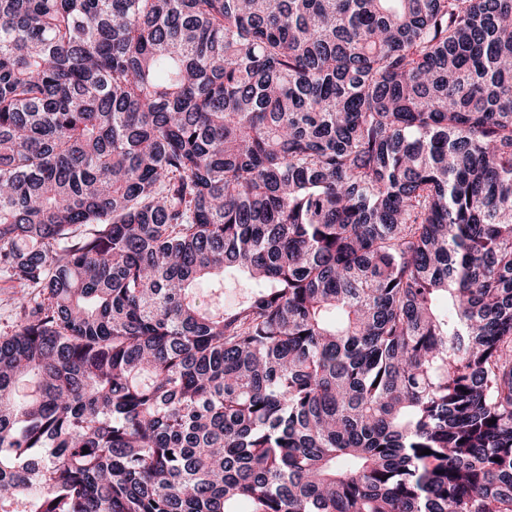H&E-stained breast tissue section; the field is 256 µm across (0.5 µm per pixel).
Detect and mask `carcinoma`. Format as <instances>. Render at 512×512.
<instances>
[{
    "label": "carcinoma",
    "mask_w": 512,
    "mask_h": 512,
    "mask_svg": "<svg viewBox=\"0 0 512 512\" xmlns=\"http://www.w3.org/2000/svg\"><path fill=\"white\" fill-rule=\"evenodd\" d=\"M0 270V512H512V0H0ZM7 276L0 271V336L10 334L19 312L17 295ZM250 288L245 281L242 280H226L224 282V289L222 297L214 296L212 299L209 297H202L201 300L206 305L211 306L215 310H221L222 305L225 308L232 307L239 302L245 300V298L249 295Z\"/></svg>",
    "instance_id": "carcinoma-1"
}]
</instances>
